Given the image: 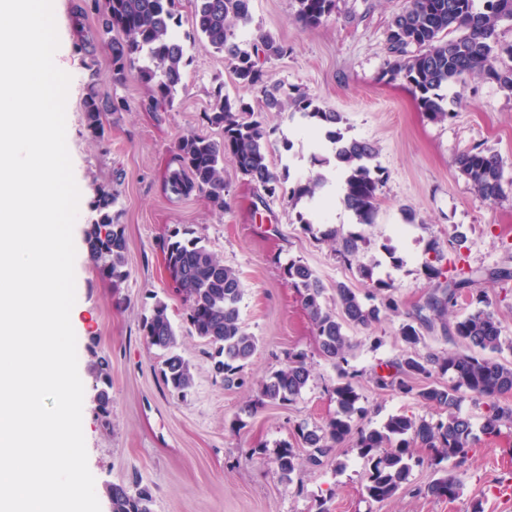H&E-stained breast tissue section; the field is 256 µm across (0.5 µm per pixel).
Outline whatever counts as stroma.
I'll return each instance as SVG.
<instances>
[{"mask_svg": "<svg viewBox=\"0 0 512 512\" xmlns=\"http://www.w3.org/2000/svg\"><path fill=\"white\" fill-rule=\"evenodd\" d=\"M76 0H53L61 70L71 77L66 104V143L80 191L73 229L76 302L72 308L78 365L83 373L85 443L101 512H112L108 487H149L153 512H471L481 500L485 512H512V427L481 437L466 464L462 493L452 501L426 494L436 477L432 467L413 468L404 489L393 499L368 498L367 466L354 440H346L322 459L302 464L291 480H281L273 458L285 443H297L298 426L324 424L336 411V369L318 350L314 329L301 297L283 275L289 259L311 267L325 286L323 303L333 306L334 288L343 282L368 297L369 287L356 268L339 262L321 233L331 227L363 234L367 244L357 260L373 266L374 277L391 284L397 311L371 327H350L351 365L363 424L381 427L388 418L406 415L437 420L436 408L396 391L377 390L373 373L407 349L401 337L434 289L424 264L439 260L452 267L481 271L483 289L501 321L509 347L501 357L512 361V279L488 280V272L512 270V190L485 202L457 171L458 156L481 144L497 151L512 178V95L496 83L472 80L467 87L445 89L449 119L436 122L423 112L402 79L384 77L387 26L403 0H336V10L319 28L306 30L293 20L294 0H251V31L288 43V55L265 62L282 97L305 94L340 112L347 136L373 141L376 162L386 176L374 224L356 223L340 196L321 194L290 206L286 199L263 201L257 186L232 161L224 163L229 207L214 211L204 198L178 197L167 190L172 148L183 136L221 139L203 125L202 112L215 90L255 101V92L238 84L222 54L199 43L188 44L190 63L185 88L170 111L136 109L150 86L131 80L113 86L111 55L98 45L97 67L88 70L77 51L82 38L94 37L95 17L76 14ZM111 91L127 100V110L102 115V132L90 130L84 100L90 88ZM271 162L289 183L335 174L326 146L304 135L289 112H271ZM125 179L112 212L128 242V279L120 290L102 280L88 257L85 234L97 218L94 203L111 186L114 170ZM413 210L415 223L403 218ZM316 226L303 230L299 216ZM202 238L235 269L244 286L241 319L258 339V350L239 383L216 377L208 348L192 336L186 305L166 268L164 243L173 230ZM464 238L461 252L448 246L450 234ZM439 251H431V244ZM168 306L179 334V351L194 374L186 396L172 395L162 374L160 350L145 342L141 324L156 300ZM308 356L312 376L296 402H263L262 381L286 363L289 352ZM107 361L112 414L98 415L95 396L100 361ZM253 413H246V406Z\"/></svg>", "mask_w": 512, "mask_h": 512, "instance_id": "stroma-1", "label": "stroma"}]
</instances>
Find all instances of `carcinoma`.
<instances>
[{
	"label": "carcinoma",
	"instance_id": "cac0c4a2",
	"mask_svg": "<svg viewBox=\"0 0 512 512\" xmlns=\"http://www.w3.org/2000/svg\"><path fill=\"white\" fill-rule=\"evenodd\" d=\"M179 0H77L76 11L82 16L99 15L97 38L111 51L112 84L123 85L130 79L153 90L137 107L156 112L174 107L184 87L187 48L177 34L181 23ZM193 40L206 43L224 54L237 82L260 95L259 110L241 98H230L217 90L210 108L202 112V123L222 130V138L204 135L184 136L173 146L175 167L167 174V186L178 197L200 195L222 212L227 207L224 185V159L230 158L239 171L260 187L265 196L275 199L282 190V180L270 161V137L273 131L263 120L265 112H281L285 102L277 86L271 83L263 62L288 54V44L257 33L244 39L239 31L252 22L251 0H192ZM336 10V0H296L294 21L313 30ZM512 22V0H404L391 19L386 36L389 56L386 73L403 78L420 108L430 118L448 117L444 87L464 85L469 79H486L512 94V67L495 66L498 53L512 55V45L502 46L498 23ZM125 105L111 100L110 94L91 92L84 101L90 127L99 131L102 112ZM293 113L314 122L307 129L312 136L324 132L332 145L336 166L345 173L343 202L359 224H372L378 209L384 172L375 164L376 145L368 140L345 136L343 116L323 109L304 94L291 98ZM459 175L483 201H496L505 195L504 161L493 149L481 145L463 152L457 160ZM324 180L316 176L292 188L288 202L312 200ZM119 197L118 189L104 192L97 203L99 217L87 232V246L99 274L117 290L129 276L126 269L127 240L121 225L114 222L111 207ZM336 245V256L352 265L366 239L360 234H345L340 228L322 232ZM166 263L180 282L186 303V322L198 338L209 346L213 370L227 385H232L258 349L256 336L249 333L240 318L243 285L236 271L224 265L199 237L174 233L166 245ZM427 277L437 281L428 297L426 309L433 316L418 315L419 326L406 324L401 335L414 346L421 339L420 328L441 327L453 348L439 353L422 354L414 349L390 363L392 374H374L373 385L379 390L393 389L411 394L425 405L445 414L436 422L415 420L405 415L390 417L379 428H362L356 446L368 466L365 491L369 498L384 502L394 498L408 481L412 467L425 461H448V468L426 488L438 499L456 498L464 486L465 465L478 441L470 418L459 412L466 399L489 401L479 427L485 436H495L503 426H512V362L497 357L503 350L500 320L490 308L484 291L473 288L478 277L463 267H454L455 275L428 262ZM357 272L363 281L380 292L372 296L378 303L368 304L358 291L338 282L335 287L336 309L323 305L324 286L315 271L300 260L290 259L284 267L288 281L304 300L313 324L321 355L336 367L334 388L336 413L325 425L297 430L301 447L309 449L306 461L313 467L321 458L349 438L354 417L362 416L357 406L358 370L350 364L353 344L346 334L350 326L367 328L380 319L383 311L395 312L398 303L388 293L390 285L373 282V266L360 264ZM468 293L474 309L454 322L444 316L455 307L462 292ZM146 343L163 352V378L171 392L183 397L192 388L194 378L190 363L179 352L178 334L172 325L167 305L156 302L152 314L141 325ZM449 376L448 384L432 381L434 375ZM311 370L303 352L288 354V363L271 373L262 383V397L272 404L294 402L307 386ZM98 391V411L104 422L112 412L110 382L102 380ZM300 463L298 449L290 443L276 452L279 477L291 480ZM112 512H152V494L146 487L130 489L122 484L110 487Z\"/></svg>",
	"mask_w": 512,
	"mask_h": 512
}]
</instances>
